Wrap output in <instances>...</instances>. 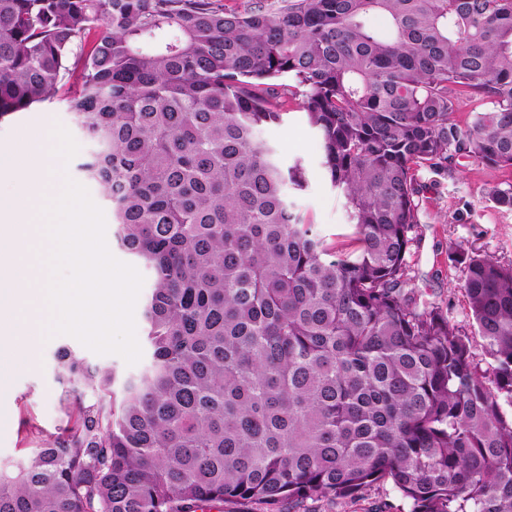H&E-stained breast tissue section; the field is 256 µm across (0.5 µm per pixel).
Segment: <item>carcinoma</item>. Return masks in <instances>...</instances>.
Here are the masks:
<instances>
[{
    "instance_id": "cac0c4a2",
    "label": "carcinoma",
    "mask_w": 512,
    "mask_h": 512,
    "mask_svg": "<svg viewBox=\"0 0 512 512\" xmlns=\"http://www.w3.org/2000/svg\"><path fill=\"white\" fill-rule=\"evenodd\" d=\"M55 98L150 275L149 359L57 351L67 425L0 466V512L299 510L386 480L411 512H512V265L449 256L482 370L407 261L418 169H512V0H0V120ZM292 104L344 251L260 136Z\"/></svg>"
}]
</instances>
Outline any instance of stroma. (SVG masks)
<instances>
[{
    "label": "stroma",
    "instance_id": "obj_1",
    "mask_svg": "<svg viewBox=\"0 0 512 512\" xmlns=\"http://www.w3.org/2000/svg\"><path fill=\"white\" fill-rule=\"evenodd\" d=\"M71 128L63 103L52 100L34 104L28 111L0 121V156L12 153L22 132L35 131L50 137L54 126ZM262 135L276 146L285 161L302 160L310 174L305 192L295 195L298 211L329 243L341 244L348 234L342 199L320 174L321 149L315 130L304 112L292 111L282 124L266 127ZM512 182V173L484 166L468 157L457 158L445 173L424 167L417 173L419 188L415 243L408 257L410 276L421 300L446 311L450 322L468 336L477 362H484V341L472 320L462 285L465 271L452 264L448 252L463 247L512 264V210L498 207L489 197L493 187ZM102 366H125L127 373L139 365H125L115 354L99 355L70 336L46 342L36 367L16 374L0 405L12 414L10 423L0 425V465L33 453L40 446L36 430L47 433L64 427L67 417L61 407V386L55 380V354L60 348ZM308 512H408L409 506L391 484L371 486L344 501H311Z\"/></svg>",
    "mask_w": 512,
    "mask_h": 512
}]
</instances>
